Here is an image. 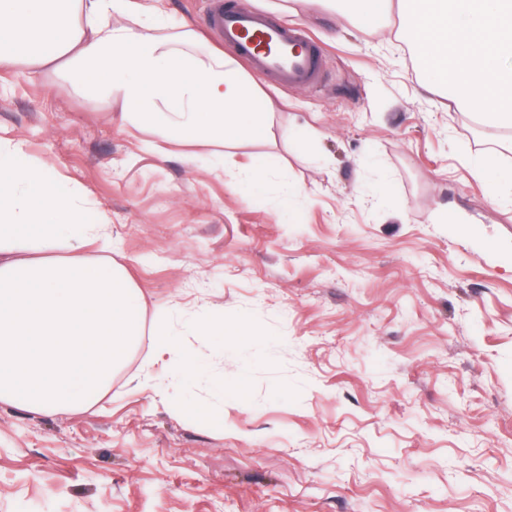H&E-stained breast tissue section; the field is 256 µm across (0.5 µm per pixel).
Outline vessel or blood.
Masks as SVG:
<instances>
[{"instance_id": "vessel-or-blood-1", "label": "vessel or blood", "mask_w": 512, "mask_h": 512, "mask_svg": "<svg viewBox=\"0 0 512 512\" xmlns=\"http://www.w3.org/2000/svg\"><path fill=\"white\" fill-rule=\"evenodd\" d=\"M206 25L225 49L281 87L308 89L323 82L321 46L297 26L272 19L237 0H205Z\"/></svg>"}]
</instances>
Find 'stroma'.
<instances>
[{"mask_svg":"<svg viewBox=\"0 0 512 512\" xmlns=\"http://www.w3.org/2000/svg\"><path fill=\"white\" fill-rule=\"evenodd\" d=\"M243 2L327 51L317 90L257 76L254 140L160 154L120 99L0 69V138L107 217L112 251L88 256L143 300L92 408L0 406V512H512V209L465 162L491 134L421 89L399 8L371 33L330 0ZM159 5L162 38L220 48L202 0ZM213 317L223 335L184 334ZM163 318L199 381L154 349Z\"/></svg>","mask_w":512,"mask_h":512,"instance_id":"35a3bbf8","label":"stroma"}]
</instances>
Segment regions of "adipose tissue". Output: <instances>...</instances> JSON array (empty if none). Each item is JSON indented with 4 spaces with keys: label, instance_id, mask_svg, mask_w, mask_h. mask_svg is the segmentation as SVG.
<instances>
[{
    "label": "adipose tissue",
    "instance_id": "ef3b65f1",
    "mask_svg": "<svg viewBox=\"0 0 512 512\" xmlns=\"http://www.w3.org/2000/svg\"><path fill=\"white\" fill-rule=\"evenodd\" d=\"M166 25L156 0H0V67L61 62L108 86L134 121L157 126V152L261 136L260 89L223 51L165 45ZM23 152L0 146V404L87 408L142 334L141 295L125 266L86 261L92 246H110V226Z\"/></svg>",
    "mask_w": 512,
    "mask_h": 512
}]
</instances>
